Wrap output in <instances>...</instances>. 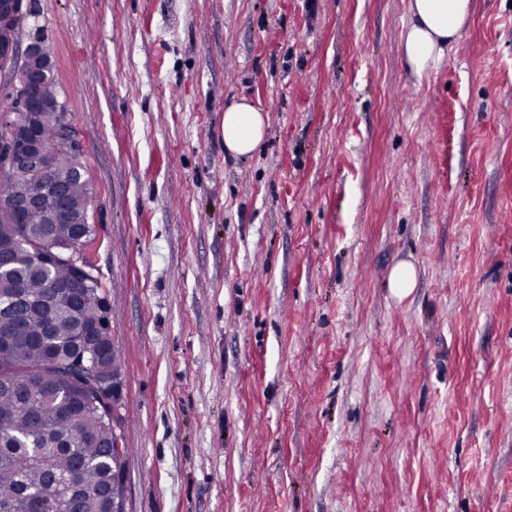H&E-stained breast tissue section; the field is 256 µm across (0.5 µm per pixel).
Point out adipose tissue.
<instances>
[{
  "instance_id": "adipose-tissue-1",
  "label": "adipose tissue",
  "mask_w": 512,
  "mask_h": 512,
  "mask_svg": "<svg viewBox=\"0 0 512 512\" xmlns=\"http://www.w3.org/2000/svg\"><path fill=\"white\" fill-rule=\"evenodd\" d=\"M471 0H409L410 22L402 34L404 58L417 77L435 70L470 17ZM267 116L247 102L224 111L225 149L236 156L255 152L265 138Z\"/></svg>"
}]
</instances>
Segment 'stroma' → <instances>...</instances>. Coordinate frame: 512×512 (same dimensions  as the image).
I'll return each instance as SVG.
<instances>
[{"instance_id":"obj_1","label":"stroma","mask_w":512,"mask_h":512,"mask_svg":"<svg viewBox=\"0 0 512 512\" xmlns=\"http://www.w3.org/2000/svg\"><path fill=\"white\" fill-rule=\"evenodd\" d=\"M471 4L420 79L409 0H27L81 136L125 512H512V0ZM268 117L247 102L224 109V148L235 156H249L265 138ZM388 281L389 288L394 297L399 300L407 298L416 287V269L409 263H399L391 269Z\"/></svg>"}]
</instances>
